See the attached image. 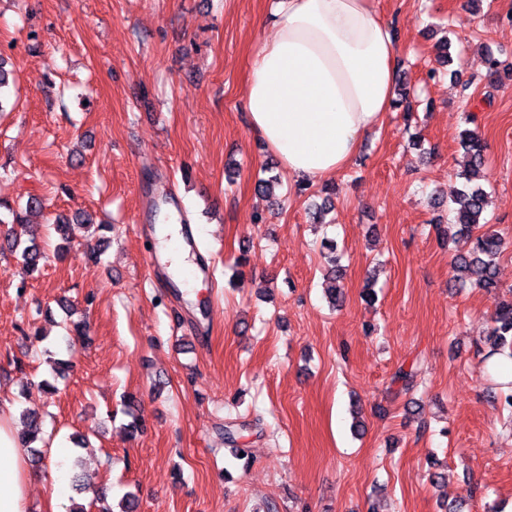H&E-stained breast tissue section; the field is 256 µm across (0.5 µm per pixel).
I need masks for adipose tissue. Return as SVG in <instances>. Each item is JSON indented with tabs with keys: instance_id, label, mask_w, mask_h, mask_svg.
<instances>
[{
	"instance_id": "obj_1",
	"label": "adipose tissue",
	"mask_w": 512,
	"mask_h": 512,
	"mask_svg": "<svg viewBox=\"0 0 512 512\" xmlns=\"http://www.w3.org/2000/svg\"><path fill=\"white\" fill-rule=\"evenodd\" d=\"M274 35L251 54L245 110L254 136L289 176L336 175L392 106L397 42L375 0H275ZM0 396V512H29L33 475Z\"/></svg>"
}]
</instances>
